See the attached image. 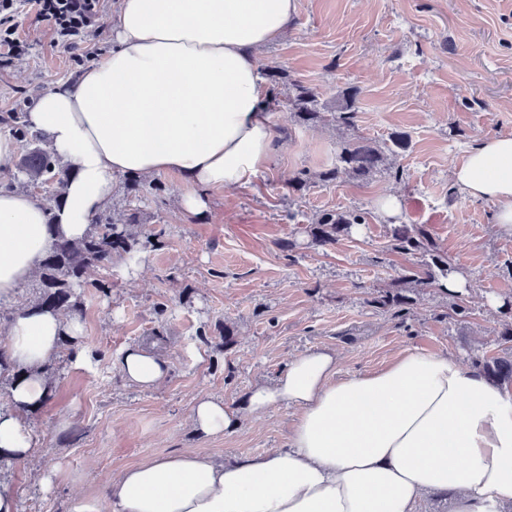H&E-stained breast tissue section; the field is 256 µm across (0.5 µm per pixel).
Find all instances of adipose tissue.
I'll use <instances>...</instances> for the list:
<instances>
[{
	"instance_id": "obj_1",
	"label": "adipose tissue",
	"mask_w": 512,
	"mask_h": 512,
	"mask_svg": "<svg viewBox=\"0 0 512 512\" xmlns=\"http://www.w3.org/2000/svg\"><path fill=\"white\" fill-rule=\"evenodd\" d=\"M296 13L297 0H118L111 53L75 83L51 84L25 115L74 175L51 212L0 189V304L15 301L55 234H87L115 176L176 173L189 213L206 210L213 191L252 185L283 145L256 52L285 38ZM452 178L493 203L498 233L512 236V136L478 141ZM1 332L23 376L0 406V455L25 458L22 414L46 396L45 366L81 324L29 305ZM118 363L143 388L168 373L140 346ZM279 406L295 413L287 447L220 464L189 449L151 458L77 512H416L446 491L453 512H497L512 500V394L447 352L407 349L345 376L335 352H303L240 404L197 399L191 419L200 432H229Z\"/></svg>"
}]
</instances>
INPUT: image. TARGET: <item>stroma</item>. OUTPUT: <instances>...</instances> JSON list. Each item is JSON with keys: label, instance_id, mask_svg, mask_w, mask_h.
<instances>
[{"label": "stroma", "instance_id": "obj_1", "mask_svg": "<svg viewBox=\"0 0 512 512\" xmlns=\"http://www.w3.org/2000/svg\"><path fill=\"white\" fill-rule=\"evenodd\" d=\"M116 11L117 0H103L82 49L70 51L21 6L23 49L0 67V113L36 104L51 83L74 82L110 53ZM259 61L281 64L330 102L358 88L359 134L379 144L395 131L409 139L399 177L289 190L297 172L332 167L350 133L300 126L285 112L275 120L286 149L250 188L212 193L203 214L180 209L177 174L154 175L161 192L132 202L116 177L110 208L137 210L139 261L117 260L81 290L77 347L58 348L48 401L24 414L34 453L0 469L21 493L20 512H73L76 501L102 496L118 471L186 448L220 463L286 447L288 408L225 435L195 431L189 413L203 396L240 403L305 351L335 350L343 375L384 368L408 348L445 351L467 366L497 354L499 307L512 296V237L497 233L493 205L471 199L450 174L477 140L512 135V0H298L287 38L263 47ZM388 194L400 202L392 217L378 209ZM322 210L367 220L318 246L306 227ZM396 224L428 226L466 276L458 297L420 286L402 312L372 305L376 290L423 262L389 249ZM132 346L166 357L159 386L124 379L117 359Z\"/></svg>", "mask_w": 512, "mask_h": 512}]
</instances>
